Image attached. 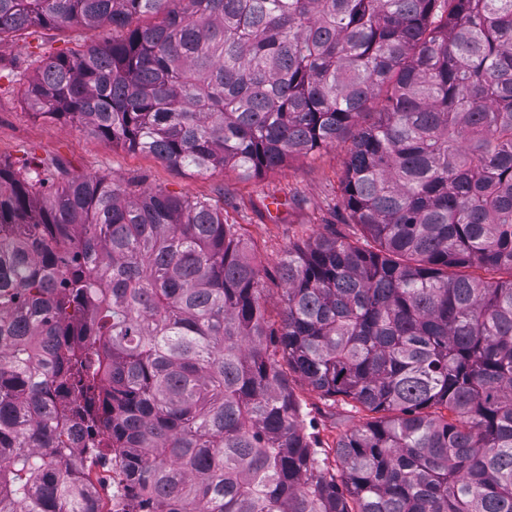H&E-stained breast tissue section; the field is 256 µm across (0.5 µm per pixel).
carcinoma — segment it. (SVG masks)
Here are the masks:
<instances>
[{
    "mask_svg": "<svg viewBox=\"0 0 512 512\" xmlns=\"http://www.w3.org/2000/svg\"><path fill=\"white\" fill-rule=\"evenodd\" d=\"M103 25L41 117L245 179L348 137L378 248L288 250L275 329L223 208L0 164V512H94L70 412L135 512H512V0H0V40ZM290 371L372 414L341 485Z\"/></svg>",
    "mask_w": 512,
    "mask_h": 512,
    "instance_id": "cac0c4a2",
    "label": "carcinoma"
}]
</instances>
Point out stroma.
<instances>
[{
  "mask_svg": "<svg viewBox=\"0 0 512 512\" xmlns=\"http://www.w3.org/2000/svg\"><path fill=\"white\" fill-rule=\"evenodd\" d=\"M111 35L108 27L35 28L24 38L0 41V163L18 170L32 158L56 160L72 176L99 175L122 186L223 204L225 220L237 225L252 261L263 271L262 301L267 317L276 319L283 306L279 261L289 249L320 235L350 242L365 238L340 190L347 144L290 158L280 169L244 179L230 168L204 174L176 170L151 155L90 135L81 126L36 116L17 74L33 76L35 58L67 54ZM290 383L308 433L325 449L330 473L339 474L336 442L366 421L365 412L342 400H325L298 376H291Z\"/></svg>",
  "mask_w": 512,
  "mask_h": 512,
  "instance_id": "stroma-1",
  "label": "stroma"
}]
</instances>
